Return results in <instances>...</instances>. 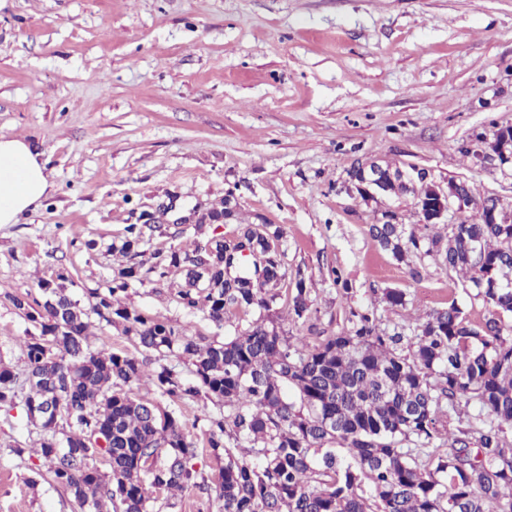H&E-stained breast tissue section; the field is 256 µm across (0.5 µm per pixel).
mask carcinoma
I'll return each mask as SVG.
<instances>
[{
    "label": "carcinoma",
    "instance_id": "cac0c4a2",
    "mask_svg": "<svg viewBox=\"0 0 512 512\" xmlns=\"http://www.w3.org/2000/svg\"><path fill=\"white\" fill-rule=\"evenodd\" d=\"M479 219L451 235L417 236L407 224H374L373 240L404 262L417 253L459 271L491 307L479 324L453 302L410 329L389 335L369 311L352 313L348 330L311 345L286 336L269 315L236 326L230 338L205 339L123 303L132 283L184 275L177 300L214 328L235 311L285 296L288 314L310 317L308 279L296 271L285 286L283 231L243 224L224 202V217L266 258L265 282L249 273L227 276L222 235L146 252L162 234L146 221L124 227L125 258L111 285L84 309L66 294L59 273L38 287L44 301L8 300L34 328L24 342L22 375L0 368V406L22 405L40 430L34 449L51 464L47 482L86 512H163V495L218 489L220 512H512V338L502 317L512 313V223L489 224L485 204L465 181ZM122 326L156 367L124 351L94 349L91 316ZM190 365L188 374L166 358ZM148 378L168 406L138 397ZM224 405L206 414L201 433H186L176 408L186 399ZM478 406V425L448 448L434 445L441 417L461 399ZM108 442L100 452L88 437ZM207 453L224 461L209 479L196 468ZM103 461L107 471L96 466Z\"/></svg>",
    "mask_w": 512,
    "mask_h": 512
}]
</instances>
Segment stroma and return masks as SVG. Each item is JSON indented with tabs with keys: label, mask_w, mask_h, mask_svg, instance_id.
I'll list each match as a JSON object with an SVG mask.
<instances>
[{
	"label": "stroma",
	"mask_w": 512,
	"mask_h": 512,
	"mask_svg": "<svg viewBox=\"0 0 512 512\" xmlns=\"http://www.w3.org/2000/svg\"><path fill=\"white\" fill-rule=\"evenodd\" d=\"M504 126L512 0H0V136L30 140L54 184L0 225V367L25 368L29 324L9 295H38L65 271L88 307L141 212L168 224L161 205L219 208L230 193L246 221L283 230L287 273L310 280V325L270 305L287 335L340 333L359 309L391 333L451 301L481 322L489 307L468 279L376 246L387 203L348 192L347 171L416 165L512 215V167L460 151ZM182 282L133 285L124 302L213 337L177 303ZM37 440L22 407L0 408V512H75L66 492L34 483L44 460L12 454Z\"/></svg>",
	"instance_id": "obj_1"
}]
</instances>
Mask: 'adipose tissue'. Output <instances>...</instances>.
<instances>
[{"label":"adipose tissue","instance_id":"1","mask_svg":"<svg viewBox=\"0 0 512 512\" xmlns=\"http://www.w3.org/2000/svg\"><path fill=\"white\" fill-rule=\"evenodd\" d=\"M52 189L36 148L25 139L0 136V224L18 223Z\"/></svg>","mask_w":512,"mask_h":512}]
</instances>
